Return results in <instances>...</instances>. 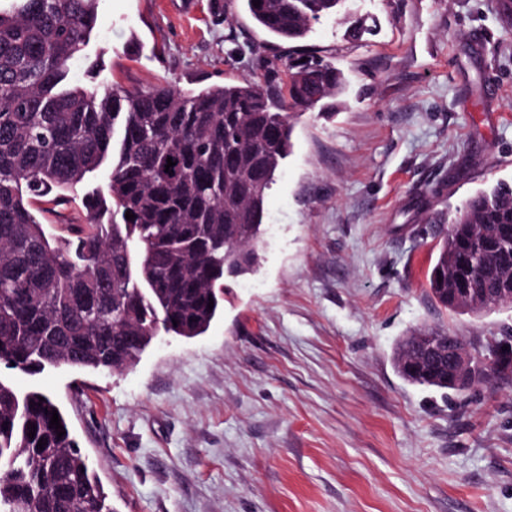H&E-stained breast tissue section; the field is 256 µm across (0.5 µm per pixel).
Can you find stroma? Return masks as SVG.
Returning <instances> with one entry per match:
<instances>
[{
  "mask_svg": "<svg viewBox=\"0 0 512 512\" xmlns=\"http://www.w3.org/2000/svg\"><path fill=\"white\" fill-rule=\"evenodd\" d=\"M503 0H352L299 42L242 0H99L72 85L197 91L284 83L333 61L331 112L289 111L254 272L202 336L159 334L121 372L0 369L64 410L114 512H512V381L454 393L396 372L399 339L441 327L482 349L512 304L430 296L434 226L512 182V11Z\"/></svg>",
  "mask_w": 512,
  "mask_h": 512,
  "instance_id": "1",
  "label": "stroma"
}]
</instances>
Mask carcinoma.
<instances>
[{
    "label": "carcinoma",
    "mask_w": 512,
    "mask_h": 512,
    "mask_svg": "<svg viewBox=\"0 0 512 512\" xmlns=\"http://www.w3.org/2000/svg\"><path fill=\"white\" fill-rule=\"evenodd\" d=\"M97 4L14 0L0 9V365L28 374L63 365L123 370L161 331L204 334L228 294L224 276L257 265L265 191L291 147L288 113L273 111L270 87L114 86L99 97L70 86V63L90 39ZM244 6L261 30L297 42L322 18L344 13L346 0ZM285 67L290 109H331L329 100L346 92L330 61L289 56ZM169 157L176 165L168 169ZM106 163V193L83 196L81 223L46 234L35 200L66 202ZM478 224L499 251L476 246ZM506 224L512 184L465 202L429 273L439 305L448 307L450 265L491 297L499 252L512 255ZM408 340L395 348L397 373L448 388L407 372ZM54 411L66 431L60 438L50 426ZM0 512H112L54 399L2 381Z\"/></svg>",
    "instance_id": "1"
}]
</instances>
